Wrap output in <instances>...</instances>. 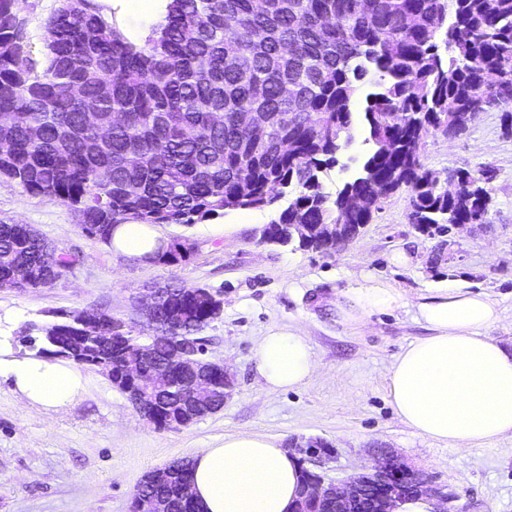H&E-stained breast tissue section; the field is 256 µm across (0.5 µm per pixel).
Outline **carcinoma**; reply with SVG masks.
<instances>
[{
    "label": "carcinoma",
    "mask_w": 512,
    "mask_h": 512,
    "mask_svg": "<svg viewBox=\"0 0 512 512\" xmlns=\"http://www.w3.org/2000/svg\"><path fill=\"white\" fill-rule=\"evenodd\" d=\"M512 0H168L163 21L136 44L89 0H58L34 58L15 0H0V177L57 198L106 244L121 224L191 225L230 211L273 209L266 243L304 242L292 224H369L406 191L410 220L431 236L486 220L491 172L467 168L458 195L440 192L421 161L425 139L457 136L470 112L512 118ZM370 150L332 197L320 174L353 140L357 90ZM111 126L100 139L90 109ZM348 236L320 231L311 248L336 250ZM66 260L49 255L23 224L0 222V288L56 280ZM170 286L152 363L168 360L166 333L193 336L221 318L220 289ZM80 311L55 323L56 340L24 328L39 357L112 368L121 351L82 338ZM224 396V375L173 372L169 389L141 413L156 429L191 423L188 401ZM142 492L168 512H191L179 488L191 468Z\"/></svg>",
    "instance_id": "obj_1"
}]
</instances>
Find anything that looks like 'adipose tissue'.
<instances>
[{
	"label": "adipose tissue",
	"instance_id": "adipose-tissue-1",
	"mask_svg": "<svg viewBox=\"0 0 512 512\" xmlns=\"http://www.w3.org/2000/svg\"><path fill=\"white\" fill-rule=\"evenodd\" d=\"M160 242L149 224L119 225L113 250L125 258L152 261ZM403 295L364 276L347 290L339 309L360 321L374 311L399 308ZM417 309L430 336L411 342L394 360L389 396L399 420L415 433L451 448H472L512 435V349L486 330L500 320L498 303L485 293L436 288L420 296ZM257 371L266 389L289 390L314 371L307 336L296 328L262 336ZM0 374L29 403L56 409L80 392L70 366L41 358H0ZM299 466L267 436H226L192 459V492L200 512H291L298 497Z\"/></svg>",
	"mask_w": 512,
	"mask_h": 512
}]
</instances>
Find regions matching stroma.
I'll return each instance as SVG.
<instances>
[{"instance_id": "1", "label": "stroma", "mask_w": 512, "mask_h": 512, "mask_svg": "<svg viewBox=\"0 0 512 512\" xmlns=\"http://www.w3.org/2000/svg\"><path fill=\"white\" fill-rule=\"evenodd\" d=\"M129 37L145 40L147 24L129 0H91ZM57 0H18L33 52ZM424 165L449 171L489 170L492 205L484 224L457 230L450 242L421 233L409 220L407 194L388 198L356 240L328 254L261 242L271 209L234 211L189 226L160 224L167 241L186 239L190 256L178 264H133L82 229L67 203L23 191L0 178V221L26 224L76 263L47 288H0V339L11 354L28 356L18 332L58 313L102 311L151 334L140 302L155 285L186 284L224 292L222 317L203 328L208 360L224 365L234 388L222 410L178 429L150 426L101 370L79 366L84 391L45 411L27 403L0 378V512H130L145 474L176 459H192L225 435L257 433L281 448L308 438L334 450L325 466L334 481L371 466L390 451L455 497L456 512H512V437L467 449L451 448L402 424L389 400V370L409 343L429 336L416 298L427 289L460 286L483 291L502 310L488 334L512 346V134L497 110L480 113L455 138L430 135ZM406 262H397V254ZM398 289L401 307L348 324L336 300L361 277ZM300 328L315 370L289 391L264 389L256 368L261 336Z\"/></svg>"}]
</instances>
